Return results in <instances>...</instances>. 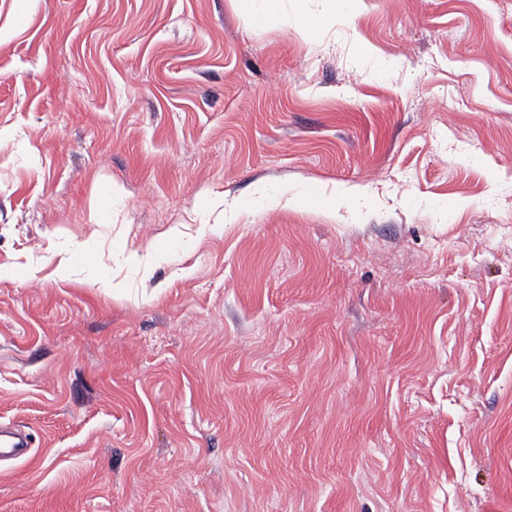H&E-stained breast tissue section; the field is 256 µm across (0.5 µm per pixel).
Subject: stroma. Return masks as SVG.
Returning <instances> with one entry per match:
<instances>
[{
	"label": "stroma",
	"instance_id": "stroma-1",
	"mask_svg": "<svg viewBox=\"0 0 512 512\" xmlns=\"http://www.w3.org/2000/svg\"><path fill=\"white\" fill-rule=\"evenodd\" d=\"M6 23L0 512H512V0Z\"/></svg>",
	"mask_w": 512,
	"mask_h": 512
}]
</instances>
